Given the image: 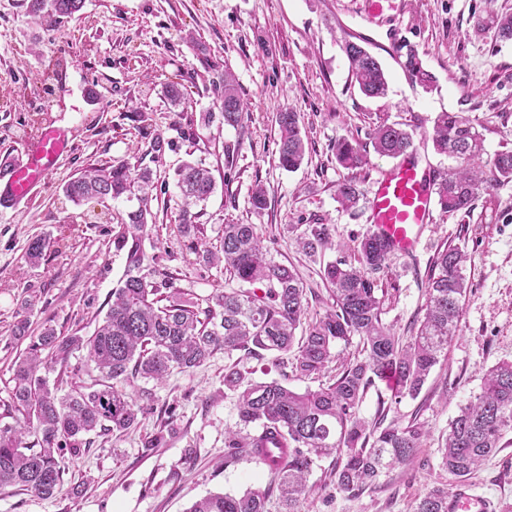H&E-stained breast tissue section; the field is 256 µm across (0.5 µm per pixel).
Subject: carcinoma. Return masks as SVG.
I'll return each mask as SVG.
<instances>
[{
	"instance_id": "1",
	"label": "carcinoma",
	"mask_w": 512,
	"mask_h": 512,
	"mask_svg": "<svg viewBox=\"0 0 512 512\" xmlns=\"http://www.w3.org/2000/svg\"><path fill=\"white\" fill-rule=\"evenodd\" d=\"M84 0H31L30 15L37 22L72 18ZM475 31L495 30L500 41H512V15H474ZM352 82L371 98L387 94L388 83L379 61L355 42L346 45ZM403 67L423 87L433 82L418 51L408 45ZM249 112L235 75L224 72L220 112L199 113L208 126L215 118L239 125ZM278 163L287 171L298 169L305 156L298 112L285 107L276 113ZM375 152L405 156L413 148L412 135L396 124L382 121L371 133ZM431 140L437 153L460 165L448 171L437 187L439 204L450 215L467 214L482 194H491L501 182L512 181V150L483 159L482 138L460 112L436 116ZM170 141L152 137L151 161L162 162ZM336 160L346 169L368 164L360 148L343 140L336 144ZM154 171L141 157L135 162H106L90 166L65 183L63 193L77 205L137 200L118 221L113 244L125 253V271L112 290V304L93 335L59 336L47 325L30 334L28 319L15 322L13 338L30 339L25 355L15 362L10 409L21 415L14 425L0 426V490L18 488L51 497L61 486L63 472L55 454L88 449L95 438L123 434L139 424L135 409L121 383L131 378L161 381L172 371L202 366L219 350L294 353L292 373L297 377L329 376L317 390L293 391L278 382H254L232 363L224 367V387L237 394L238 423L224 432V459L245 454L265 465L273 475L266 491L240 495L209 494L186 512H268V498L278 492L280 512H301L309 494L308 476L317 462H335L336 486L348 494L374 484L385 471L409 465L428 431L424 425L397 421L380 429L369 427L358 408L374 379L397 378L396 398H416L432 369L459 335L467 287L463 274L467 254L447 247L438 252L428 279L423 319L415 334L402 338L382 320L383 300L378 284L365 270L386 266L390 250L374 233L357 244V262H329L323 278L332 287L335 306L311 322L305 321L306 291L291 267L268 258L254 224H224L220 247L213 249L202 236L193 215L184 211L177 231L197 240L195 249L210 263L224 264L241 288L217 290L205 299L174 285L149 263L143 242L153 223ZM177 187L187 205L206 202L216 185L208 168L187 161L177 170ZM338 201L356 202V183L345 178L337 184ZM307 254L333 246L329 225L313 224L297 239ZM50 242L42 237L29 242L26 258L32 265L43 259ZM359 338L358 355L343 357L334 347ZM86 351L85 366L97 372L89 383L63 391L68 379L79 375L73 353ZM42 368L58 371L51 386L39 375ZM512 431V361L489 368L478 394L459 408L448 423L442 447V465L458 481L470 478L487 457L496 453L504 433ZM415 512H448V489L434 487L418 502Z\"/></svg>"
}]
</instances>
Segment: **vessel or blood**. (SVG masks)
<instances>
[{
	"label": "vessel or blood",
	"mask_w": 512,
	"mask_h": 512,
	"mask_svg": "<svg viewBox=\"0 0 512 512\" xmlns=\"http://www.w3.org/2000/svg\"><path fill=\"white\" fill-rule=\"evenodd\" d=\"M71 146L68 128L45 127L39 138L25 147L21 160L0 177V208L14 207L43 185ZM433 205L431 176L417 154H408L374 183L370 200L374 231L389 241L392 251L412 254L426 225L433 221ZM448 512H494V504L468 485L459 484L448 495Z\"/></svg>",
	"instance_id": "obj_1"
}]
</instances>
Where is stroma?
Returning a JSON list of instances; mask_svg holds the SVG:
<instances>
[{
    "mask_svg": "<svg viewBox=\"0 0 512 512\" xmlns=\"http://www.w3.org/2000/svg\"><path fill=\"white\" fill-rule=\"evenodd\" d=\"M29 4L0 0V158L21 157L31 138L27 122L38 112L46 123L69 126L73 146L38 194L0 211V425L10 421L12 366L26 348L11 335L14 323L25 317L35 331L48 324L61 336H89L112 302L125 270L113 229L130 204L77 206L62 186L90 164L147 154L150 138L139 133L136 112L151 113L153 130L174 142L157 167L147 256L198 298L235 287L223 266L199 260L191 238L176 229L185 203L175 172L185 160L203 162L216 182L198 218L207 241L219 245L227 221L256 225L272 259L295 268L303 281L310 321L333 303L325 264L354 260L355 245L372 231L374 182L394 164L372 151L375 125L401 124L435 175L457 165L432 147L433 121L442 112L467 116L483 136L486 156L512 150V41H498L490 28L474 31L472 17L483 12L484 0H402L400 13L374 19L363 0H85L75 17L50 24L35 22ZM349 41L379 59L386 96L369 98L354 86L344 51ZM404 43L416 47L434 75L432 90L405 74L397 53ZM228 70L250 105L248 116L235 127L197 124L199 113L217 111L215 86ZM171 80L188 89L183 106L172 107L163 95ZM285 106L299 112L306 141L305 160L293 172L277 164L275 114ZM344 139L367 150V166L350 173L338 164L336 144ZM228 146L237 150L230 167ZM349 174L359 201L346 209L336 187ZM257 184L267 197L259 212L249 203ZM433 216L417 252L390 254L373 274L384 290L382 320L410 335L424 313L433 260L450 245L469 257L461 332L417 398L395 400L394 389L379 379L359 407L368 423L416 418L428 435L412 464L353 496L337 490L332 464L323 460L309 477L307 512H414L428 490L454 487L456 477L441 464L448 423L480 391L491 366L512 360V182L480 196L470 214L438 208ZM313 224L329 225L336 246L311 257L297 239ZM39 236L51 244L33 266L26 249ZM232 360L254 381L283 378L276 354L219 351L201 367L160 382H125L141 411L138 426L97 438L79 455H58L63 482L51 497L0 490V512H186L210 493L266 489L272 476L265 467L244 455L224 458V431L238 421L236 395L224 387ZM286 381L296 391L318 386L314 379ZM168 424L174 431L166 443L146 447ZM469 483L498 512H512V431Z\"/></svg>",
    "mask_w": 512,
    "mask_h": 512,
    "instance_id": "stroma-1",
    "label": "stroma"
}]
</instances>
